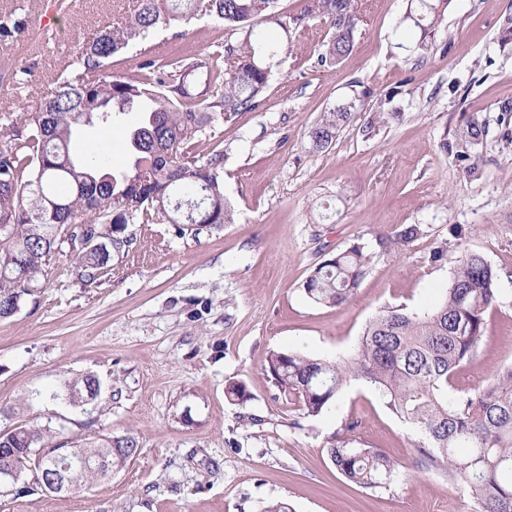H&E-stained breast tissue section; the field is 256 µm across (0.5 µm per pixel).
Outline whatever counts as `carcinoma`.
<instances>
[{"mask_svg":"<svg viewBox=\"0 0 512 512\" xmlns=\"http://www.w3.org/2000/svg\"><path fill=\"white\" fill-rule=\"evenodd\" d=\"M280 0H137L133 12L97 30L64 63L53 87L35 104L0 114V318L14 315L22 297L44 275L62 244L83 242L75 252L86 282L109 266L112 253L131 244L125 233L111 234L112 247H95L108 224L178 225L196 236L206 227L234 222L224 199V152H194L201 141L217 137V127L259 106L269 81L288 54L290 29L320 19L328 31L318 61L334 68L354 49L357 0H308L289 17ZM448 0H408L403 22L420 32L419 50L439 28ZM199 13L227 29L234 41L224 52H183L156 59L146 42L156 30ZM283 32L275 37L267 25ZM26 16L0 14V42L25 33ZM139 43L141 61L131 73L112 70V58ZM204 80L209 96L199 101L187 85ZM136 109L141 123L125 131L131 166L112 170L93 153L77 149L80 128L95 123L110 129L120 114ZM354 106L323 113L308 136L316 151L328 149L342 127L355 117ZM485 126L477 121L459 132L474 143ZM422 234L419 224H404L395 239L410 244ZM364 246L355 243L318 264L302 282L315 304H346L367 272ZM500 275L481 254L456 257L451 283L442 299L423 312L400 305L386 308L365 327L356 349L336 359L273 350L264 372L286 397L300 403L302 415L317 419L353 380L370 383L402 422L421 436L418 466L442 472L474 494L476 512H512V366L501 368L484 386L453 392L451 378L469 359L486 331V313L498 303ZM68 389L92 402L100 394L91 375L68 382ZM87 448H114L112 467L138 452L128 432ZM3 459L20 474L35 470L33 485L53 478L49 465L68 463L70 449L47 446L46 435L23 425L0 431ZM31 448H40L36 457ZM330 458L350 482L385 489L397 464L375 448L340 440Z\"/></svg>","mask_w":512,"mask_h":512,"instance_id":"carcinoma-1","label":"carcinoma"}]
</instances>
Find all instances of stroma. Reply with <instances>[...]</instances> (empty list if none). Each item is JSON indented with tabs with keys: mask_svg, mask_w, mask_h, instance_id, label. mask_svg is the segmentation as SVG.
Here are the masks:
<instances>
[{
	"mask_svg": "<svg viewBox=\"0 0 512 512\" xmlns=\"http://www.w3.org/2000/svg\"><path fill=\"white\" fill-rule=\"evenodd\" d=\"M0 0L28 14L24 35L0 44V67H30V85L0 79V110L30 104L98 28L136 0ZM361 21L343 63L326 69L318 21L294 31L288 55L257 109L226 122L224 196L233 223L179 236L170 224H132L129 250L100 279L79 277L74 254L56 255L19 311L0 319V417L48 430L51 443L134 434L139 451L112 476L67 493L16 494L0 512H473L472 492L414 465L417 436L369 383L351 382L322 417L304 418L264 375L269 351L335 358L356 348L384 307L421 311L448 288L461 250L499 270L501 296L486 315L455 391L512 366V0H450L427 53L401 22L406 0H358ZM208 18L175 22L151 42L158 57L223 50ZM358 97L354 120L328 150L308 133L323 112ZM398 123L384 121L386 113ZM482 140L462 143L470 121ZM448 140L451 152L439 148ZM403 224L423 236L393 243ZM447 242L440 262L430 259ZM364 245L369 270L346 304L312 303L301 290L330 254ZM91 375L98 399L70 404L65 385ZM247 385L228 400L225 387ZM354 430H347V423ZM378 448L399 463L389 488L348 482L331 462L336 439Z\"/></svg>",
	"mask_w": 512,
	"mask_h": 512,
	"instance_id": "1",
	"label": "stroma"
}]
</instances>
